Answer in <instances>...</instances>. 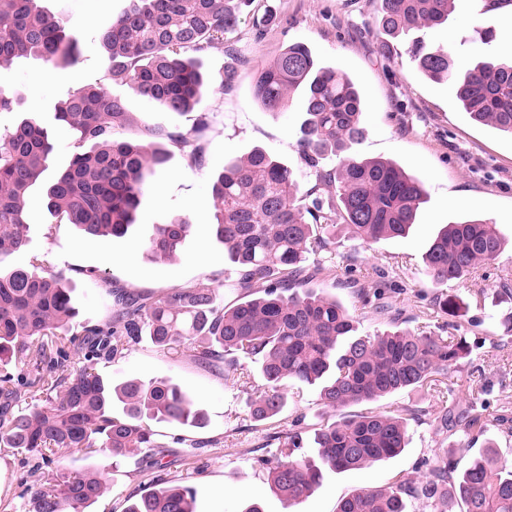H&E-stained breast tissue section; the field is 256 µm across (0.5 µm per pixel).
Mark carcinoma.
Here are the masks:
<instances>
[{"label": "carcinoma", "mask_w": 512, "mask_h": 512, "mask_svg": "<svg viewBox=\"0 0 512 512\" xmlns=\"http://www.w3.org/2000/svg\"><path fill=\"white\" fill-rule=\"evenodd\" d=\"M39 0H0V68L21 57L55 67L76 62L78 39ZM480 14L512 17V0H474ZM453 0H381V50L391 40L448 20ZM239 22L235 0H130L127 10L102 32L108 79L129 85L136 97L154 100L175 113L195 109L207 83L194 55L206 52ZM411 60L434 81H452L455 103L470 117L512 136V56L453 71L448 51L416 49ZM303 95L297 146L311 165L326 154L345 151L363 136L362 91L339 67L321 65L302 43L289 45L261 67L256 101L279 114L291 95ZM53 120L75 135L68 165L47 178L54 150L50 127L39 117L0 130V364L30 367L29 386L44 397L17 411V389L0 376V445L45 455L68 450L85 456L104 453L112 460L163 467L169 444L143 418L184 427L206 424L177 385L165 379H129L119 384L94 371L95 361H119L143 337L160 349L182 348L198 362L224 365L235 374L247 359L259 362L262 393L248 403L256 422L279 416L287 407L288 383L311 387L331 412L313 428L315 456L303 448L307 425L296 417L274 439V455L254 458L270 490L296 502L313 491L322 468L361 469L400 454L407 444L408 419L381 412L346 415L347 407L388 395L437 385L468 356L462 340L431 336L401 326L402 313L378 305L391 328L358 334L357 317L338 297L307 287L317 275H333L317 255L336 240V220L364 243L408 236L425 200L422 183L397 164L348 158L337 171L316 172L335 188L338 202L313 187L302 190L300 175L274 154L254 148L224 162L212 184L211 233L224 245L235 278L224 286L238 293L232 305L217 303L214 288L200 284L173 288L156 299L139 300L112 291V308L101 323L73 330L78 309L73 280L43 270L35 256L27 266L7 259L28 245L27 207L33 189L43 186L48 212L84 235L123 238L136 225V212L149 176L169 154L159 143L113 138L131 125L129 102L100 85L74 91L55 108ZM199 158L195 138L159 130ZM193 224L180 215L152 225L144 241L154 261L175 258ZM504 241L495 224L464 219L444 225L425 253L431 282L445 284L474 274L495 260ZM83 366L68 375L70 354ZM442 415L448 431H467L477 421L474 402ZM31 512H87L107 491L99 471L44 475L30 486ZM454 497L461 512H512V465L488 455L457 471L451 459L430 465L424 481L402 480L354 492L336 512H408L410 500L443 506ZM126 512H195L194 490L181 480L149 491Z\"/></svg>", "instance_id": "obj_1"}]
</instances>
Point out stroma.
<instances>
[{"mask_svg":"<svg viewBox=\"0 0 512 512\" xmlns=\"http://www.w3.org/2000/svg\"><path fill=\"white\" fill-rule=\"evenodd\" d=\"M128 4L39 0L42 9L78 38V58L67 68L54 69L31 57L1 68L0 90L16 97L18 106L0 114V127L14 126L31 112L52 122L55 105L88 84L128 96L126 86L107 81L106 55L98 40ZM378 9V0H252L238 26L199 56L201 70L211 80L200 106L176 114L158 102L136 98L131 103L134 123L114 133L118 139L144 140L158 128L197 133L202 147L198 162H191L179 145L165 141L170 160L151 176L137 223L122 239L89 238L73 225L57 223L42 205L41 189H34L27 215L29 246L9 261L25 265L31 255L39 254L49 270L71 276L83 324L106 318L115 285L157 297L204 283L220 289L225 303H233L235 293L224 287V249L208 233L214 212L212 179L226 158L260 147L302 172L303 188L315 184V172L296 145L301 95H293L288 109L276 116L253 97L257 69L288 45L305 44L322 65L341 67L363 91L364 137L352 154L397 164L420 179L427 192L419 223L407 238L363 244L337 228L335 250L353 254L352 269H337L335 276L317 278L312 286L346 302L360 322V333L383 330L375 311L383 300L401 310L411 328L465 338L472 353L449 374L448 384L454 402L462 405L470 401L472 388H485L481 420L457 444L438 422L445 404L432 387L381 398L371 403V410L410 419L405 450L360 470H324L315 490L290 505L270 490L252 464L269 436L280 429L279 420L255 422L249 417V398L263 389L255 366L227 378L182 351L145 341L119 362L100 361L98 372L116 382L170 380L203 410L207 423L186 432L196 447L169 448L165 468L145 464L137 470L127 463L104 470L109 490L91 512H125L130 500L154 489L159 478L174 475L188 477L196 512H244L251 503L259 504L262 512H336L338 502L356 491L399 479L423 480L426 462L446 456L464 469L491 449L498 461L512 463V297L501 290L503 282L512 283V136L472 121L455 105L452 83L430 80L405 55L409 44L418 41L448 50L456 69L474 67L505 53L512 44V19L494 13L480 16L473 0H454L447 23L395 39L399 57L392 60L378 49ZM168 214L185 215L195 231L176 259L154 262L144 252V236ZM465 217L494 222L507 245L495 261L467 279L433 284L424 274L423 255L438 228ZM90 267L100 274L101 284L87 281L84 271ZM348 281L369 291V299L354 297L344 287ZM377 288L383 289L382 298H373ZM446 297L466 303V311L441 313L436 301ZM48 462L72 471L99 465L95 456L62 451L45 462L0 447V512H28L27 488Z\"/></svg>","mask_w":512,"mask_h":512,"instance_id":"1","label":"stroma"}]
</instances>
